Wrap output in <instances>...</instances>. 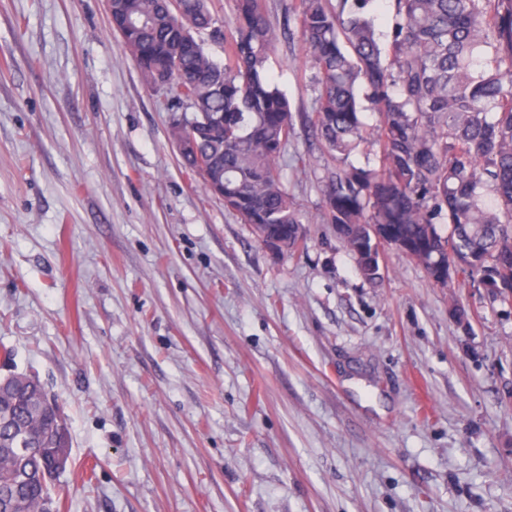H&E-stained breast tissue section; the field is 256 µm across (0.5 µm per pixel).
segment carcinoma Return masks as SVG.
Wrapping results in <instances>:
<instances>
[{
    "label": "carcinoma",
    "mask_w": 512,
    "mask_h": 512,
    "mask_svg": "<svg viewBox=\"0 0 512 512\" xmlns=\"http://www.w3.org/2000/svg\"><path fill=\"white\" fill-rule=\"evenodd\" d=\"M221 27L208 0H179L180 23L166 0H124L133 25L122 44L140 56L144 80L170 75L183 87L190 120L224 114V130L182 162L198 158L224 171L236 188L233 212L244 224L284 228L303 223L284 180L288 98L266 63L279 41L262 0H233ZM376 0H295L305 46L317 73L314 107L304 124L336 160L321 180L328 224H347L354 247L383 232L413 245L407 256L434 274L448 244L474 255L512 283V0H392L387 44L372 15ZM224 43V64L196 37ZM376 112L368 130L363 113ZM367 144L376 164L349 162ZM63 412L38 377H0V512H59L58 472L51 461L69 450ZM26 430L34 448H9L11 428Z\"/></svg>",
    "instance_id": "cac0c4a2"
}]
</instances>
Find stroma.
Returning <instances> with one entry per match:
<instances>
[{"label":"stroma","instance_id":"obj_1","mask_svg":"<svg viewBox=\"0 0 512 512\" xmlns=\"http://www.w3.org/2000/svg\"><path fill=\"white\" fill-rule=\"evenodd\" d=\"M293 2L263 0L306 223L278 257L183 169L105 0H0V376L63 404L61 512H512V306L393 249L368 281L320 221Z\"/></svg>","mask_w":512,"mask_h":512}]
</instances>
